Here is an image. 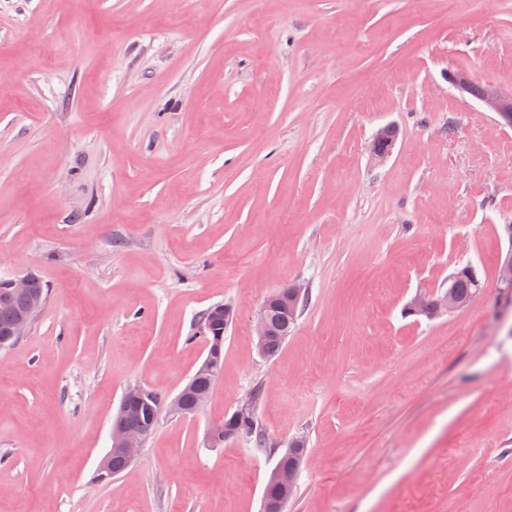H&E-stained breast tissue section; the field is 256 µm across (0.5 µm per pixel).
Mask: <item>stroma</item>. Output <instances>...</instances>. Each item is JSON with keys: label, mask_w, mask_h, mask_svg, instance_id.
<instances>
[{"label": "stroma", "mask_w": 512, "mask_h": 512, "mask_svg": "<svg viewBox=\"0 0 512 512\" xmlns=\"http://www.w3.org/2000/svg\"><path fill=\"white\" fill-rule=\"evenodd\" d=\"M451 73L512 88V0H0V279L47 288L0 354V512H262L298 436L286 512H512V129ZM465 264L468 306L406 314ZM225 303L204 407L95 483L123 392L175 397ZM256 392L267 449L207 447ZM395 140V128L390 125L382 127L377 131L370 144V152L373 156L384 159L391 153ZM304 293L305 289L302 285L294 284L276 291L267 297L254 320V333L257 338L258 352L262 356L265 355V342L268 336L269 338L266 343L267 357L271 358L280 351L288 338V334L291 333L296 325L293 322L297 321L299 313L298 304ZM271 305H277L282 309L288 310L286 312L279 308H273L270 311V319L275 325V331L272 336L270 335L273 327L268 317V309ZM288 318L292 322L288 323ZM220 310H224V316L211 315L209 313L211 307L207 309L200 318V332L206 341L208 354L215 352L218 356L219 363L223 364L224 359V333L227 326L225 322H232L235 316L234 309L229 305H219ZM207 354V355H208ZM219 363L211 355H208L201 365L197 368L192 376L204 375L213 379L219 377L222 368L219 371Z\"/></svg>", "instance_id": "stroma-1"}]
</instances>
